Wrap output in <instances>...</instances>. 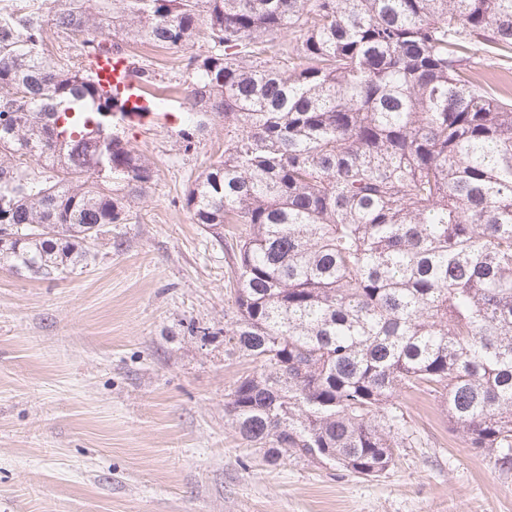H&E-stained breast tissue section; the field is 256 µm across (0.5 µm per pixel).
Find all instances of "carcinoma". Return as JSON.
I'll return each instance as SVG.
<instances>
[{"label": "carcinoma", "instance_id": "cac0c4a2", "mask_svg": "<svg viewBox=\"0 0 512 512\" xmlns=\"http://www.w3.org/2000/svg\"><path fill=\"white\" fill-rule=\"evenodd\" d=\"M78 40L60 63L47 31ZM207 49L194 50L199 39ZM186 51L184 197L236 259L226 395L272 466L378 478L438 399L512 466V103L470 72L512 54V0H10L0 4V265L53 279L154 180L82 59Z\"/></svg>", "mask_w": 512, "mask_h": 512}]
</instances>
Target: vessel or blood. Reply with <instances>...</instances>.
Here are the masks:
<instances>
[{
	"label": "vessel or blood",
	"mask_w": 512,
	"mask_h": 512,
	"mask_svg": "<svg viewBox=\"0 0 512 512\" xmlns=\"http://www.w3.org/2000/svg\"><path fill=\"white\" fill-rule=\"evenodd\" d=\"M91 71L100 90L117 100L120 111L126 117L139 120L151 117L153 109L126 59L111 55L98 56L91 64Z\"/></svg>",
	"instance_id": "1"
}]
</instances>
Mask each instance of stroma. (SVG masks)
I'll use <instances>...</instances> for the list:
<instances>
[{"instance_id": "1", "label": "stroma", "mask_w": 512, "mask_h": 512, "mask_svg": "<svg viewBox=\"0 0 512 512\" xmlns=\"http://www.w3.org/2000/svg\"><path fill=\"white\" fill-rule=\"evenodd\" d=\"M130 51L164 103L117 127L153 184L87 266L54 280L0 267V512H512V469L469 448L423 392L401 398L413 446L375 479L272 467L241 440L224 415L251 368L224 346L235 259L184 207L224 124L184 152L182 51Z\"/></svg>"}]
</instances>
